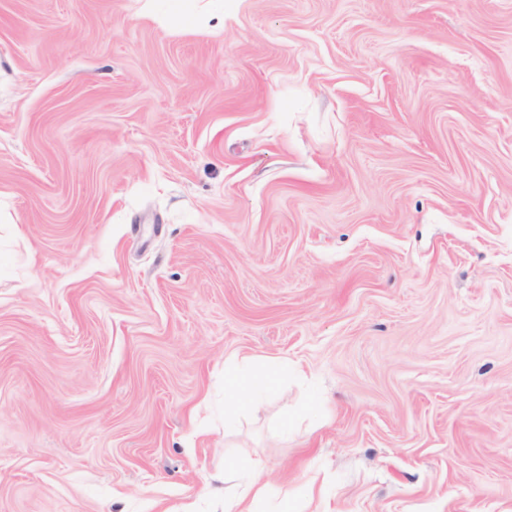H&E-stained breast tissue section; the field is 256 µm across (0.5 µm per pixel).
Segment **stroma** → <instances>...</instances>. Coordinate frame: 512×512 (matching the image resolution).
<instances>
[{
  "label": "stroma",
  "mask_w": 512,
  "mask_h": 512,
  "mask_svg": "<svg viewBox=\"0 0 512 512\" xmlns=\"http://www.w3.org/2000/svg\"><path fill=\"white\" fill-rule=\"evenodd\" d=\"M246 461L269 512H512V0H0V512Z\"/></svg>",
  "instance_id": "35a3bbf8"
}]
</instances>
